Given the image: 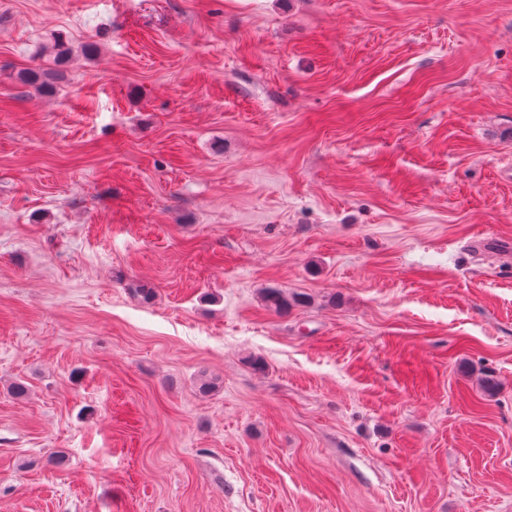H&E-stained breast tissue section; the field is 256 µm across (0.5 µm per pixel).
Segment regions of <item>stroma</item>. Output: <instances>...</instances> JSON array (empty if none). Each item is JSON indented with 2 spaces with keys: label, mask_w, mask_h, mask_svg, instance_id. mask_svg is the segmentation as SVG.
Segmentation results:
<instances>
[{
  "label": "stroma",
  "mask_w": 512,
  "mask_h": 512,
  "mask_svg": "<svg viewBox=\"0 0 512 512\" xmlns=\"http://www.w3.org/2000/svg\"><path fill=\"white\" fill-rule=\"evenodd\" d=\"M506 167L512 0H0V512H512Z\"/></svg>",
  "instance_id": "35a3bbf8"
}]
</instances>
